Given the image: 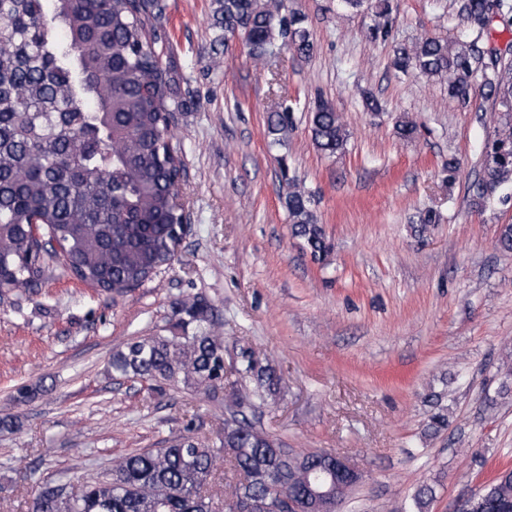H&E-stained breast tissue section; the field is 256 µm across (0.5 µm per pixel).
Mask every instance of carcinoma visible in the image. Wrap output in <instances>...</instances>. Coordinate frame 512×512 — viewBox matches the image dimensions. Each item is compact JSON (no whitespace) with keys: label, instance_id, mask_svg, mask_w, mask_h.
<instances>
[{"label":"carcinoma","instance_id":"carcinoma-1","mask_svg":"<svg viewBox=\"0 0 512 512\" xmlns=\"http://www.w3.org/2000/svg\"><path fill=\"white\" fill-rule=\"evenodd\" d=\"M216 25L242 36L249 58L262 61L275 42L301 56L313 50L305 16L288 0H220ZM373 13L366 37L386 40L391 0H341ZM504 0H468L463 19L481 32ZM163 0H0V293L30 294L56 267L105 292L140 287L173 260L183 205L182 172L173 121L188 108L183 76L163 65L168 41L157 21ZM479 39L426 36L396 50L395 70L448 83V95L470 101L476 77L497 112L483 156L484 188L472 205L486 206L512 187V61L485 60ZM315 147L333 156L347 134L327 102L308 115ZM291 109L269 113L271 143L286 139ZM286 208L293 233L317 261L330 247L318 224L311 192L288 179ZM170 334L137 336L112 353V372L151 381L159 390L182 386L205 393L224 385V337L212 328L209 306L182 301ZM237 372L252 387L224 396L230 411L220 447L186 437L167 448H147L118 461L79 491L62 480L37 482L30 512H216L206 495L219 463L239 475L226 495L248 512H275L280 481L301 492L317 453L295 454L257 428L244 409L280 392L272 367L244 352ZM440 394L430 428L448 424ZM512 502V472L483 488Z\"/></svg>","mask_w":512,"mask_h":512}]
</instances>
